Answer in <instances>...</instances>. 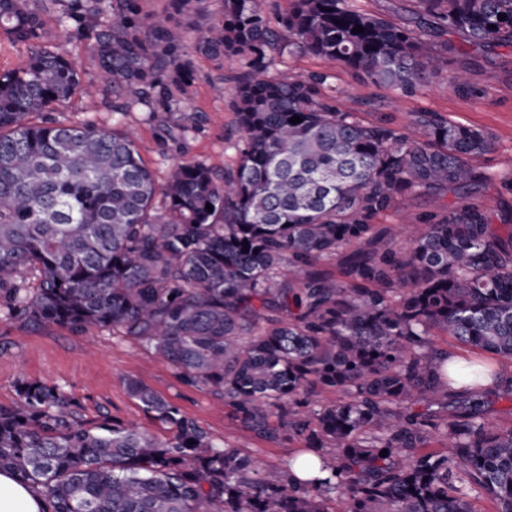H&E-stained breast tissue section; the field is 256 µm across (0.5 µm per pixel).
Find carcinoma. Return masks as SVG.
Instances as JSON below:
<instances>
[{"instance_id":"cac0c4a2","label":"carcinoma","mask_w":512,"mask_h":512,"mask_svg":"<svg viewBox=\"0 0 512 512\" xmlns=\"http://www.w3.org/2000/svg\"><path fill=\"white\" fill-rule=\"evenodd\" d=\"M54 2L59 24L87 30L112 111L149 124L197 78L186 49L242 57L239 158H176L160 182L128 134L57 121L90 89L41 46L46 0H0V36L32 47L0 70V312L145 345L316 471L257 466L138 380L130 395L170 438L86 423L60 387L23 381L0 407V470L52 512H328L331 494L336 512H482L480 497L512 512V425L486 416L512 381L465 357L457 384L431 340L512 363V211L448 204L490 182L471 159L493 137L438 112L412 132L364 123L321 95L327 75L286 62L315 54L413 94L448 66L435 38L512 46V0H414L410 27L355 0H289L275 26L262 0H220L194 37L141 0ZM414 194L435 210L400 245L374 221ZM338 256L336 273L318 268Z\"/></svg>"}]
</instances>
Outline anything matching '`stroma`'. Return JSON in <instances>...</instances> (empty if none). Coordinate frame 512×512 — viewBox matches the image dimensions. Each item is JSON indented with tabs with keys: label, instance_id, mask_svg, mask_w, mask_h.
<instances>
[{
	"label": "stroma",
	"instance_id": "1",
	"mask_svg": "<svg viewBox=\"0 0 512 512\" xmlns=\"http://www.w3.org/2000/svg\"><path fill=\"white\" fill-rule=\"evenodd\" d=\"M48 42L75 65L84 84L97 81L96 61L88 42L76 29L48 21ZM448 69L430 78L424 89L403 94L389 86L364 80L353 70L311 54L291 60L301 76L313 72L327 74L324 95L349 105L358 118L413 129L421 112H439L450 121L490 133L492 152L472 158L478 171L494 175L496 183L484 193L493 206H512V47H477L456 34L448 35ZM197 78L186 88L169 123L187 127L183 139L162 136L144 122L141 112H113L103 96L74 99L59 108L58 121L83 122L115 127L129 133L147 166L156 177H164L172 160L182 157L216 167H232L238 161L235 145L240 139L233 110L234 78L242 70L240 57L209 60L188 52ZM465 71L475 92L459 93L449 81L453 71ZM135 379L153 389L193 419L218 443H229L249 454L257 465H284L295 456L297 443L275 446L257 439L236 420L223 400L204 388L183 385L170 364L159 360L151 349L105 330L74 334L60 327L38 328L0 313V406L13 405L17 387L23 381H41L62 387L80 405L87 421L102 416L133 422L160 437L169 432L134 399L126 388Z\"/></svg>",
	"mask_w": 512,
	"mask_h": 512
}]
</instances>
